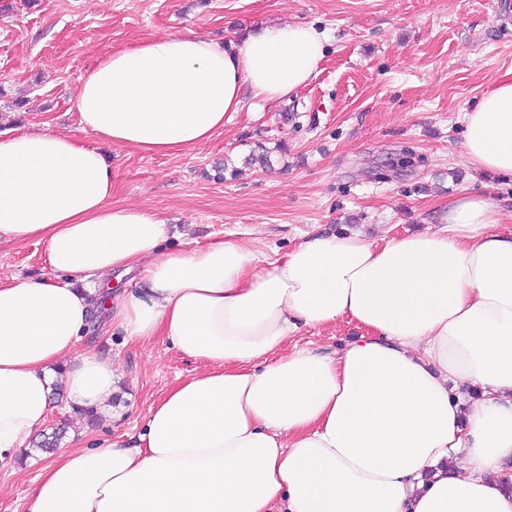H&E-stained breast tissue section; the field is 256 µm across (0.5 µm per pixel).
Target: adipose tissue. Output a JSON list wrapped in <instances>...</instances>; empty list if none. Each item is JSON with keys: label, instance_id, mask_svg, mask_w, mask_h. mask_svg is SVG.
<instances>
[{"label": "adipose tissue", "instance_id": "adipose-tissue-1", "mask_svg": "<svg viewBox=\"0 0 512 512\" xmlns=\"http://www.w3.org/2000/svg\"><path fill=\"white\" fill-rule=\"evenodd\" d=\"M325 33L261 26L216 43L157 34L83 74L82 130L0 134V238L45 243L51 273L0 280V463L47 422L50 386L100 409L122 373L79 351L95 310L165 337L201 372L148 410L135 443L65 449L24 512H512V230L492 197L459 193L425 231L376 242L306 233L272 260L235 234L168 252L159 212L114 203L100 143L189 153L245 99L305 86ZM470 165L512 177V77L464 115ZM142 285L110 295L114 271ZM355 321L336 355L290 346Z\"/></svg>", "mask_w": 512, "mask_h": 512}]
</instances>
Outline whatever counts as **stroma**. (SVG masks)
<instances>
[{
    "label": "stroma",
    "mask_w": 512,
    "mask_h": 512,
    "mask_svg": "<svg viewBox=\"0 0 512 512\" xmlns=\"http://www.w3.org/2000/svg\"><path fill=\"white\" fill-rule=\"evenodd\" d=\"M496 0H0V132L46 127L93 142L74 107L99 58L157 33L194 30L220 42L272 22H301L329 41L315 77L277 102L225 120L210 143L180 156L112 149L114 200L169 219L166 248L238 233L280 258L304 232L357 230L377 240L425 230L463 192L512 208V179L465 160L463 114L512 70V20ZM266 153L267 166L248 164ZM226 165L224 179L215 168ZM44 244L0 243V277L48 274ZM360 330L341 320L295 340L335 354ZM82 349L112 357L123 376L109 410L88 421L53 404L45 432L70 419L78 447L128 442L149 407L200 371L164 338L125 340L99 311ZM49 455L0 464V512L24 498Z\"/></svg>",
    "instance_id": "35a3bbf8"
}]
</instances>
